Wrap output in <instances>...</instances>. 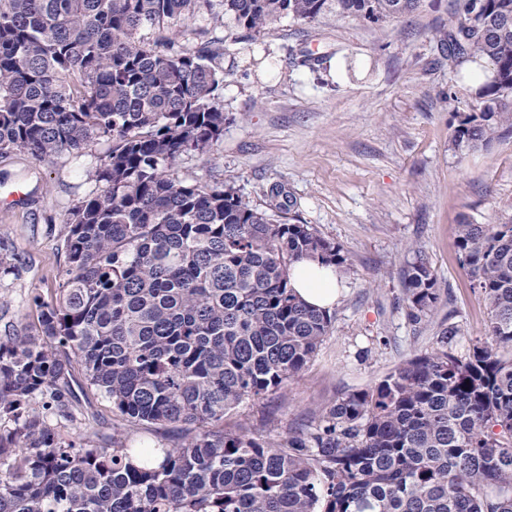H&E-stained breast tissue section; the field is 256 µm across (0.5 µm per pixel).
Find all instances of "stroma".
Returning a JSON list of instances; mask_svg holds the SVG:
<instances>
[{
    "label": "stroma",
    "instance_id": "obj_1",
    "mask_svg": "<svg viewBox=\"0 0 512 512\" xmlns=\"http://www.w3.org/2000/svg\"><path fill=\"white\" fill-rule=\"evenodd\" d=\"M455 8L456 0H419L384 23L327 14L252 35L207 16L181 27L190 47L224 41V135L183 156L171 176L231 183L278 220L312 225L349 258L317 354L285 390L240 407L250 433L305 429L346 394L430 350L441 325L461 328L459 356L487 339L486 304L455 246L456 226L512 219V135L469 151L452 145L476 71L470 63L450 69L439 40ZM111 146L99 139L83 157L45 162L0 155V258L16 266L0 272V336L36 326L34 297H53L67 262L60 229ZM19 188L27 201L5 204ZM415 247L440 286L432 315L418 323L400 281ZM68 400L74 443H106L118 423L110 404L78 386Z\"/></svg>",
    "mask_w": 512,
    "mask_h": 512
}]
</instances>
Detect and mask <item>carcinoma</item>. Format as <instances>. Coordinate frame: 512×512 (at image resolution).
<instances>
[{"label":"carcinoma","mask_w":512,"mask_h":512,"mask_svg":"<svg viewBox=\"0 0 512 512\" xmlns=\"http://www.w3.org/2000/svg\"><path fill=\"white\" fill-rule=\"evenodd\" d=\"M417 0H0V155L36 161L112 141L102 185L60 237L56 297L34 299L37 333L0 336V512H512V220L457 225L455 245L488 311V339L453 353L461 329L349 393L306 431L228 429L248 401L284 389L332 324L300 301L292 265L341 269L340 245L280 222L229 184L169 174L224 134V42L141 38L208 12L259 33L325 13L383 22ZM448 65L486 69L453 143L512 133V0H460ZM401 271L408 316L439 299L422 256ZM121 425L74 450L34 408L73 418L77 377ZM186 426L154 452L136 426Z\"/></svg>","instance_id":"1"}]
</instances>
